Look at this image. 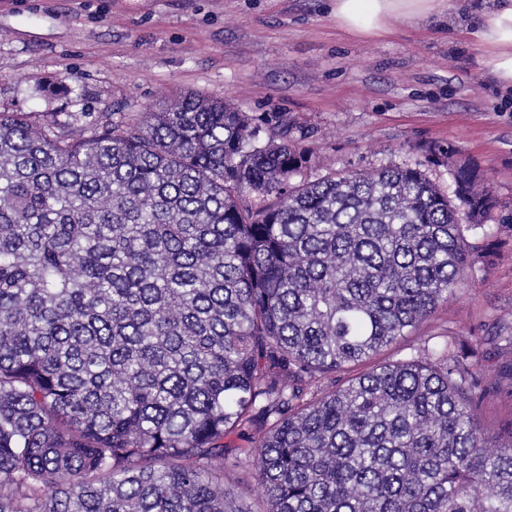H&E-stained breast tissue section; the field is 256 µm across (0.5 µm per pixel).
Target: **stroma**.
I'll return each mask as SVG.
<instances>
[{
  "mask_svg": "<svg viewBox=\"0 0 512 512\" xmlns=\"http://www.w3.org/2000/svg\"><path fill=\"white\" fill-rule=\"evenodd\" d=\"M458 3L455 22L400 21L359 39L337 28L329 0H0V107L137 119L196 93L286 115L319 156L309 179L407 163L445 188L428 151L451 144L512 205V93L472 50L486 0ZM449 333L501 383L481 424L511 417L512 231L384 356L410 358Z\"/></svg>",
  "mask_w": 512,
  "mask_h": 512,
  "instance_id": "stroma-1",
  "label": "stroma"
}]
</instances>
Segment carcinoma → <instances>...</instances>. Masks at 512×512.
Returning <instances> with one entry per match:
<instances>
[{
	"mask_svg": "<svg viewBox=\"0 0 512 512\" xmlns=\"http://www.w3.org/2000/svg\"><path fill=\"white\" fill-rule=\"evenodd\" d=\"M283 115L0 108V512H512V418L455 336L375 364L512 216L453 146L315 180ZM464 215L468 225L460 224ZM328 378L331 387L314 389ZM512 415V398L502 388L495 389L487 395L480 414L483 426L493 428L501 420ZM258 466L256 463L224 474V482L238 488L243 498L250 503L254 510H263L267 507L261 496V488L258 484Z\"/></svg>",
	"mask_w": 512,
	"mask_h": 512,
	"instance_id": "1",
	"label": "carcinoma"
}]
</instances>
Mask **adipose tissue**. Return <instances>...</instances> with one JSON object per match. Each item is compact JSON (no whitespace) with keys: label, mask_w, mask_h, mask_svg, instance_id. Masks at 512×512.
Wrapping results in <instances>:
<instances>
[{"label":"adipose tissue","mask_w":512,"mask_h":512,"mask_svg":"<svg viewBox=\"0 0 512 512\" xmlns=\"http://www.w3.org/2000/svg\"><path fill=\"white\" fill-rule=\"evenodd\" d=\"M331 12L344 34L377 38L388 34L396 21L419 22L444 14L446 0H331ZM475 49L489 56L492 71L503 85L512 86V0L484 11Z\"/></svg>","instance_id":"adipose-tissue-1"}]
</instances>
